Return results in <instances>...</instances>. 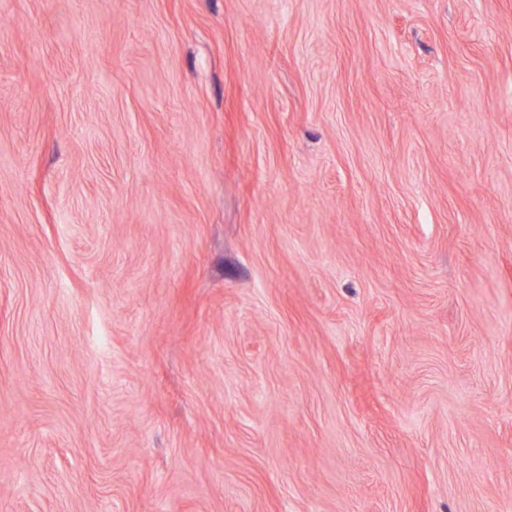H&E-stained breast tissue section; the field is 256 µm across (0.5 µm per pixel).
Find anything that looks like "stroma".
I'll return each mask as SVG.
<instances>
[{
    "label": "stroma",
    "instance_id": "stroma-1",
    "mask_svg": "<svg viewBox=\"0 0 512 512\" xmlns=\"http://www.w3.org/2000/svg\"><path fill=\"white\" fill-rule=\"evenodd\" d=\"M0 512H512V0H0Z\"/></svg>",
    "mask_w": 512,
    "mask_h": 512
}]
</instances>
